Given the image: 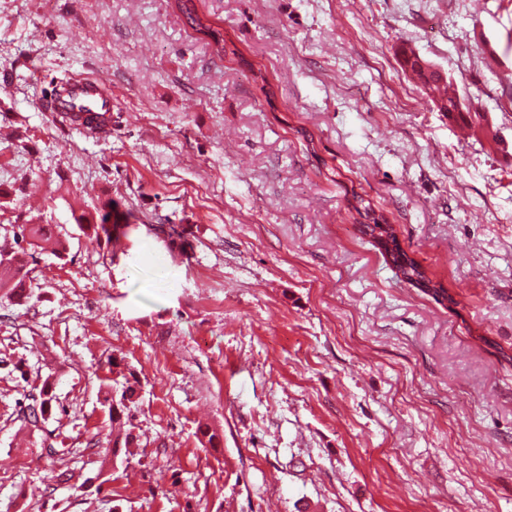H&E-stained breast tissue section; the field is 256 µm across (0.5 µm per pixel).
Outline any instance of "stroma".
Segmentation results:
<instances>
[{
  "instance_id": "1",
  "label": "stroma",
  "mask_w": 512,
  "mask_h": 512,
  "mask_svg": "<svg viewBox=\"0 0 512 512\" xmlns=\"http://www.w3.org/2000/svg\"><path fill=\"white\" fill-rule=\"evenodd\" d=\"M197 5L236 54L174 0H0V243L50 224L69 252H27L33 297L0 296V512H512V0ZM78 74L105 133L42 108ZM357 195L447 299L397 277ZM111 200L137 217L117 247L73 219ZM174 2L183 24L207 37L216 48L217 53L224 56V52L227 51V40L224 38V31L214 28L212 23L198 12L196 0H175ZM354 199L356 200L358 205H354L353 209L356 211V213L361 217L365 219H369V223L372 224H365V222L358 221L357 218L355 220L357 223L361 224L360 232L364 233L365 235L371 236L374 240L377 238V236L382 235L386 230H382L380 224H386L385 220L379 217H371V208L370 205H365L362 207V204L364 203L363 199L360 196H354ZM363 210V211H362ZM378 231V235L375 233ZM32 403L27 404L20 410L19 418L26 427L38 428L41 420L52 415L55 397L53 394V383L47 377L39 390L38 396L31 395ZM134 394L132 386H128L120 395L107 393L104 401L108 405L109 417L112 418V423L120 424L123 418L129 421L130 409L128 404L133 403Z\"/></svg>"
}]
</instances>
